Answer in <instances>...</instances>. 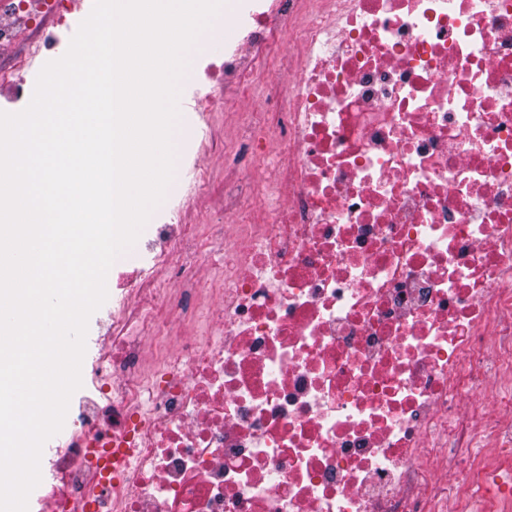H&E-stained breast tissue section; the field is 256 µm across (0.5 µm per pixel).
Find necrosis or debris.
I'll return each mask as SVG.
<instances>
[{
    "instance_id": "4bbe7bcc",
    "label": "necrosis or debris",
    "mask_w": 512,
    "mask_h": 512,
    "mask_svg": "<svg viewBox=\"0 0 512 512\" xmlns=\"http://www.w3.org/2000/svg\"><path fill=\"white\" fill-rule=\"evenodd\" d=\"M45 12L71 8L0 0V74ZM245 27L204 69L205 103L230 79L260 116L248 164L223 152L224 286L195 225L146 224L35 512L470 506L512 464V0H261Z\"/></svg>"
}]
</instances>
